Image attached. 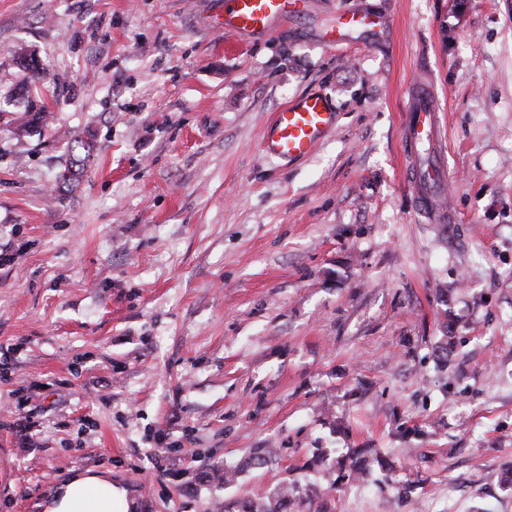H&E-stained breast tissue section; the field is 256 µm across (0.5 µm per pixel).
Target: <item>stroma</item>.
<instances>
[{
  "mask_svg": "<svg viewBox=\"0 0 512 512\" xmlns=\"http://www.w3.org/2000/svg\"><path fill=\"white\" fill-rule=\"evenodd\" d=\"M223 10L0 0V99L33 49L56 117L0 131V512L87 470L130 512H512V0H307L238 39ZM356 12L375 34L323 45ZM419 80L445 224L406 175ZM317 90L333 135L267 159ZM66 132L96 150L65 194ZM332 99L319 91L300 95L272 114L266 123L260 149L273 160L288 165L307 157L336 129Z\"/></svg>",
  "mask_w": 512,
  "mask_h": 512,
  "instance_id": "1",
  "label": "stroma"
}]
</instances>
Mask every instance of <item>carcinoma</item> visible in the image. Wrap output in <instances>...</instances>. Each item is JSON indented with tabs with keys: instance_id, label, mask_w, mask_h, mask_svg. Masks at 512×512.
<instances>
[{
	"instance_id": "1",
	"label": "carcinoma",
	"mask_w": 512,
	"mask_h": 512,
	"mask_svg": "<svg viewBox=\"0 0 512 512\" xmlns=\"http://www.w3.org/2000/svg\"><path fill=\"white\" fill-rule=\"evenodd\" d=\"M14 64L23 73L20 86L28 91L24 106L17 109L0 106V128H10L19 136L25 137L34 132H40L53 123V112L50 111L45 100L40 95V85L46 79V67L40 58L32 53L24 52L14 58ZM67 154L70 156L69 164L58 175V184L62 187L74 185L78 180L80 170L91 161L95 144L92 140L69 138L65 141ZM294 500L284 489L277 495V499L268 509L260 510L250 500L238 504L239 512H288Z\"/></svg>"
}]
</instances>
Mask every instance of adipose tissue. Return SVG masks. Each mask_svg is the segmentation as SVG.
Returning a JSON list of instances; mask_svg holds the SVG:
<instances>
[{
    "label": "adipose tissue",
    "mask_w": 512,
    "mask_h": 512,
    "mask_svg": "<svg viewBox=\"0 0 512 512\" xmlns=\"http://www.w3.org/2000/svg\"><path fill=\"white\" fill-rule=\"evenodd\" d=\"M125 490L104 473L85 472L58 485L43 512H128Z\"/></svg>",
    "instance_id": "obj_1"
}]
</instances>
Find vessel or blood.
<instances>
[{
	"label": "vessel or blood",
	"instance_id": "b4317fda",
	"mask_svg": "<svg viewBox=\"0 0 512 512\" xmlns=\"http://www.w3.org/2000/svg\"><path fill=\"white\" fill-rule=\"evenodd\" d=\"M306 0H224V31L239 37L271 31L275 22L288 19L304 10ZM376 22L366 14L340 18L338 25L324 33L325 43L343 40L347 32L372 31ZM337 122L332 99L319 91L300 95L274 112L266 123L260 149L281 164L307 157L318 144L334 132ZM408 136L416 143H428L437 152L428 169L413 166V185L425 206H432L435 192L446 179L439 108L426 85H419L411 95L407 123Z\"/></svg>",
	"mask_w": 512,
	"mask_h": 512
}]
</instances>
